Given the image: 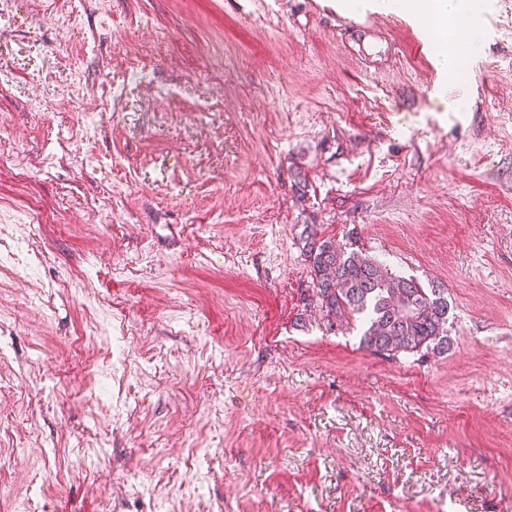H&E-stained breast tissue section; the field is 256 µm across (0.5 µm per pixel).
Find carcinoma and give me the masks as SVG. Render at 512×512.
Returning <instances> with one entry per match:
<instances>
[{
    "mask_svg": "<svg viewBox=\"0 0 512 512\" xmlns=\"http://www.w3.org/2000/svg\"><path fill=\"white\" fill-rule=\"evenodd\" d=\"M310 269L305 310L327 331L360 327V345L387 356L448 351L450 306L442 284L423 285L391 271L359 247L350 249L308 224L298 239Z\"/></svg>",
    "mask_w": 512,
    "mask_h": 512,
    "instance_id": "carcinoma-1",
    "label": "carcinoma"
}]
</instances>
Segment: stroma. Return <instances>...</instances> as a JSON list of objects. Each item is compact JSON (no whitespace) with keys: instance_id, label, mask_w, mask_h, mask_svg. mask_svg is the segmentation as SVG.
I'll list each match as a JSON object with an SVG mask.
<instances>
[{"instance_id":"obj_1","label":"stroma","mask_w":512,"mask_h":512,"mask_svg":"<svg viewBox=\"0 0 512 512\" xmlns=\"http://www.w3.org/2000/svg\"><path fill=\"white\" fill-rule=\"evenodd\" d=\"M327 5L0 15V512H512V0L463 75ZM308 224L443 283L448 351L302 318Z\"/></svg>"}]
</instances>
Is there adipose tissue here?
I'll return each instance as SVG.
<instances>
[{
    "label": "adipose tissue",
    "mask_w": 512,
    "mask_h": 512,
    "mask_svg": "<svg viewBox=\"0 0 512 512\" xmlns=\"http://www.w3.org/2000/svg\"><path fill=\"white\" fill-rule=\"evenodd\" d=\"M397 10L417 16L435 19L440 23L464 20L468 26L460 36L456 48L442 52L441 65L455 70L461 54L472 55L480 48V29L477 24L479 4L477 0H391Z\"/></svg>",
    "instance_id": "1"
}]
</instances>
